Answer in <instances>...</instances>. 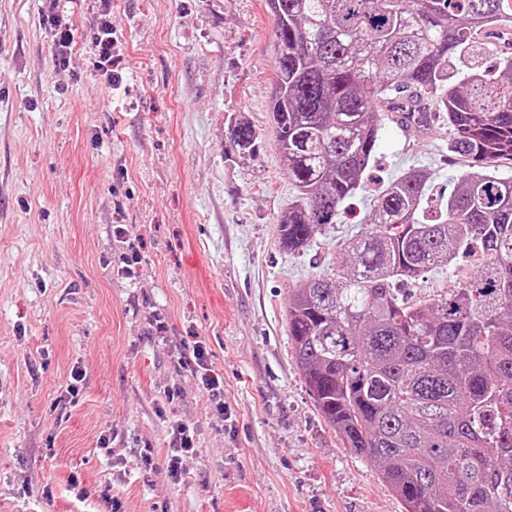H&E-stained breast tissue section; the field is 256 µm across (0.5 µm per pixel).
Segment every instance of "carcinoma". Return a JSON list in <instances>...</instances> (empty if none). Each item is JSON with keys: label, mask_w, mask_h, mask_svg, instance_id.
<instances>
[{"label": "carcinoma", "mask_w": 512, "mask_h": 512, "mask_svg": "<svg viewBox=\"0 0 512 512\" xmlns=\"http://www.w3.org/2000/svg\"><path fill=\"white\" fill-rule=\"evenodd\" d=\"M276 22L270 119L297 200L280 247L306 249L363 185L382 103L443 113L451 152L512 161V0H265ZM506 45L482 68L479 33ZM231 149L256 150L244 121ZM428 174L377 195L333 273L288 294L295 362L343 447L372 464L403 512H512V178L462 174L435 217ZM460 287L408 285L459 255Z\"/></svg>", "instance_id": "1"}]
</instances>
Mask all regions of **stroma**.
I'll list each match as a JSON object with an SVG mask.
<instances>
[{
  "mask_svg": "<svg viewBox=\"0 0 512 512\" xmlns=\"http://www.w3.org/2000/svg\"><path fill=\"white\" fill-rule=\"evenodd\" d=\"M42 5L0 0V512H402L309 396L288 291L333 272L404 170L447 195L470 168L447 122L384 116L363 188L290 253L263 0H60L63 67ZM106 11L117 88L90 41ZM233 117L260 137L243 159ZM198 341L223 410L180 364ZM75 367L79 400L57 409ZM176 423L194 437L177 480ZM58 0H48L49 10L43 9L41 21L44 26H49L53 33V42L55 46V60L59 66H65L68 63L69 53L74 43V33L71 25L65 21L63 16L54 12L55 4Z\"/></svg>",
  "mask_w": 512,
  "mask_h": 512,
  "instance_id": "obj_1",
  "label": "stroma"
}]
</instances>
